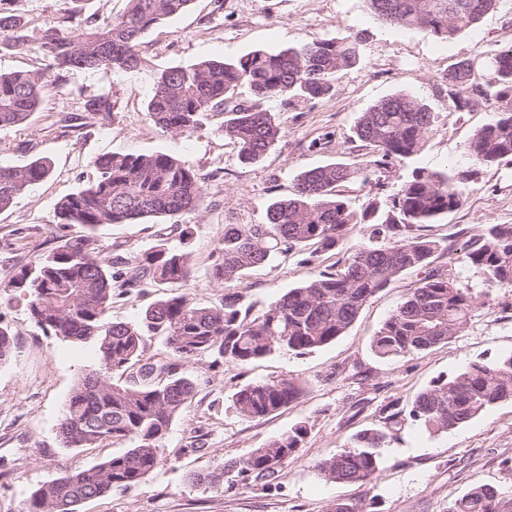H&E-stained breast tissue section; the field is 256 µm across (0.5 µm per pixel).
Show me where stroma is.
I'll return each mask as SVG.
<instances>
[{"label":"stroma","instance_id":"1","mask_svg":"<svg viewBox=\"0 0 512 512\" xmlns=\"http://www.w3.org/2000/svg\"><path fill=\"white\" fill-rule=\"evenodd\" d=\"M22 23L26 48H0V70L40 66L36 47L44 26L74 11L98 18L116 16L124 0H11ZM357 41V62L339 72L333 89L313 101L265 100L283 137L260 160L246 163L219 122L210 118L188 136L160 134L147 116L150 71L204 59L238 62L262 49L279 51L312 39ZM512 46V0H500L476 25L443 41L421 28L389 25L370 14L364 0H194L185 14L163 20L141 39L148 64L140 72L99 69L51 76L38 112L20 126L0 128V166H23L45 158L49 175L0 213V323L15 342L0 363V512H21L31 492L64 474L125 451L124 442L97 448H68L58 436L69 394L97 361L93 345H75L46 335L23 300L9 297L4 283L25 264L55 248L56 204L95 176L94 158L112 153H167L189 164L204 182V203L184 215L187 236L167 221L111 224L97 229L103 255L133 259L167 240L192 252L195 275L183 291L202 307H217L225 289L211 282L212 253L228 224H260L271 199L288 195L296 177L334 162L361 163L366 147L354 137L362 112L381 97L406 93L422 101L435 122L416 155L381 174L378 183H352L345 195L363 209L387 205L415 169L462 172L463 203L424 225L423 235L442 249L432 264L449 270L469 289L475 308L451 343L392 361L375 355L371 339L414 288L407 272L370 298L344 336L319 350L294 355L275 351L263 359L211 368L210 357L184 361L198 391L174 421L161 449L160 466L129 490L86 500L77 512H331L339 501L365 503L366 512H447L450 500L477 484L512 491V403L501 404L470 424L432 434L406 426L382 451L368 485L325 481L318 463L374 427L386 405L408 404L431 381L475 360L512 353V288L490 287L466 254L488 225L512 224V158L491 166L472 164L467 146L474 132L495 115L493 105L457 108L441 76L462 60L479 63L477 81L491 75L496 51ZM107 96L109 119L89 112L90 101ZM359 224L335 250L311 256L302 248L248 270L236 289L261 313L316 270L342 268L353 246L368 242ZM297 378L305 394L288 409L260 420L238 415L233 399L248 383ZM303 425L307 435L281 467L277 485L231 472L216 490L192 483L206 472L246 456L275 436ZM202 446L190 451L192 439Z\"/></svg>","mask_w":512,"mask_h":512}]
</instances>
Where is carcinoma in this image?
I'll return each instance as SVG.
<instances>
[{"instance_id": "cac0c4a2", "label": "carcinoma", "mask_w": 512, "mask_h": 512, "mask_svg": "<svg viewBox=\"0 0 512 512\" xmlns=\"http://www.w3.org/2000/svg\"><path fill=\"white\" fill-rule=\"evenodd\" d=\"M124 11L98 21L87 17L77 26L50 25L38 46L46 65L25 71H0V128L25 123L37 111L53 72L147 69L138 53L142 36L161 21L185 13L193 0H125ZM382 21L398 27L422 28L451 39L477 24L499 0H365ZM0 0V44H25L19 24ZM359 49L348 39H313L295 47L256 50L238 63L203 60L150 72L149 119L164 134L194 132L209 117L221 119L224 137L239 147L241 157L260 159L282 138L275 116L263 108L269 98L312 101L326 97L336 74L356 63ZM493 76L483 87L470 83L474 65L454 64L443 81L468 94L451 97L457 107L498 103L494 120L472 136L467 152L476 165L512 158V47L495 54ZM247 87L250 98L238 90ZM434 122L428 105L404 93L383 97L362 113L355 136L372 148L365 167L330 163L297 176L291 195L271 201L263 224H226L214 250L209 278L228 288L244 273L276 255L305 246L314 253L336 249L357 224L372 223L383 244L359 245L340 270L320 269L256 316L238 292L224 294L219 307H201L181 292L193 276L190 252L159 243L129 263L101 255L95 231L108 224L147 223L179 218L200 209L201 177L186 162L166 153L111 154L92 161L94 181L56 204L57 247L25 265L7 287L26 301L34 322L47 334L73 344L91 343L97 368L81 377L71 391L58 433L68 448H95L105 442L128 441L120 455L40 485L20 512H76V506L114 489L138 484L160 463V447L172 423L196 395V381L182 362L213 357L251 364L274 350L303 354L344 335L369 298L405 271L423 277L383 322L371 340L374 353L395 359L450 343L467 325L474 299L448 271L431 267L440 244L420 234L424 224L459 207L457 176L416 170L391 195L388 209L370 203L354 210L343 187L359 176L386 170L416 155ZM51 164L37 159L24 166L0 167V212L35 183L46 178ZM80 226L85 234L65 230ZM469 262L483 271L489 284L512 288V224H493L470 247ZM149 287L167 288L137 323L110 322L113 300ZM165 339L168 355L145 357L147 338ZM10 329L0 325V361L13 354ZM119 375L114 381L112 377ZM304 393L291 379L256 381L235 393L234 406L244 419L278 413ZM512 401V354L493 362L473 361L450 376L433 381L410 404L393 402L380 424L358 432L336 455L317 469L334 483H372L381 450L408 424L432 433L469 423L488 409ZM297 426L233 462L190 475L192 482L224 486V472L236 470L276 485L282 464L304 440ZM448 512H512V497L492 485L475 486L454 497Z\"/></svg>"}]
</instances>
